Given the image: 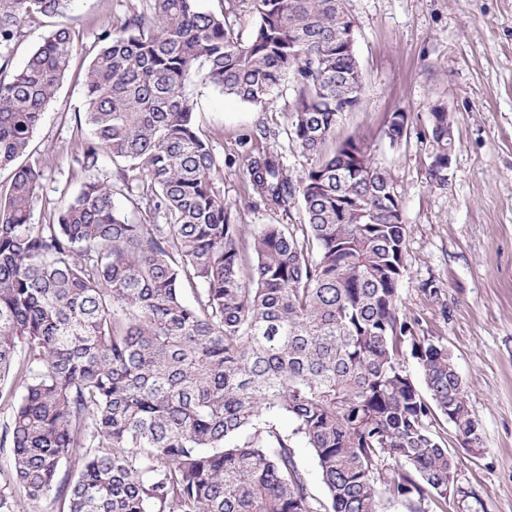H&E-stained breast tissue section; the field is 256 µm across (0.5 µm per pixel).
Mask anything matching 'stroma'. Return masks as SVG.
<instances>
[{"label": "stroma", "instance_id": "1", "mask_svg": "<svg viewBox=\"0 0 512 512\" xmlns=\"http://www.w3.org/2000/svg\"><path fill=\"white\" fill-rule=\"evenodd\" d=\"M125 7L126 0H72L64 15L27 20L0 70V79L10 80L57 27L76 34L70 70L30 145L45 162L34 221L47 220L49 207L81 188L77 125L91 48ZM346 8L364 90L360 105L340 115L335 139H364L397 181L407 226L399 313L416 337L448 349L481 433L480 446L467 448L451 423L436 418L433 428L457 462L455 488L447 501L426 500L424 509L512 512V0H346ZM191 97L198 133L223 162L216 185L237 211L243 244L266 224L300 228L299 205L270 211L244 176L249 155L263 150L281 153L295 181L316 164L286 136L290 87L255 107L199 78ZM437 101L455 120L442 191L428 183L422 138ZM397 111L410 113L413 124L393 145L382 128Z\"/></svg>", "mask_w": 512, "mask_h": 512}]
</instances>
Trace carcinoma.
I'll return each instance as SVG.
<instances>
[{
    "instance_id": "carcinoma-1",
    "label": "carcinoma",
    "mask_w": 512,
    "mask_h": 512,
    "mask_svg": "<svg viewBox=\"0 0 512 512\" xmlns=\"http://www.w3.org/2000/svg\"><path fill=\"white\" fill-rule=\"evenodd\" d=\"M71 0H0V52L26 20ZM147 0L96 34L85 76L80 191L33 221L43 161L30 151L70 68L74 32L54 30L0 82V512L49 494L60 512H423L448 498L455 461L431 417L481 442L453 358L400 319L406 224L390 170L362 138L324 152L361 100L345 0ZM255 19L251 37L237 15ZM264 106L292 81L288 139L318 162L294 185L282 155L248 159L272 210L300 204L302 236L266 224L251 255L217 189L221 162L195 127L199 73ZM429 184L448 187L454 119L435 102ZM394 113L384 136L408 126ZM113 180L95 176L103 160ZM122 195L134 223L113 200ZM191 293L193 301L185 302ZM424 376L421 393L403 345ZM292 422L293 428L283 427ZM326 490L311 493L296 443Z\"/></svg>"
}]
</instances>
